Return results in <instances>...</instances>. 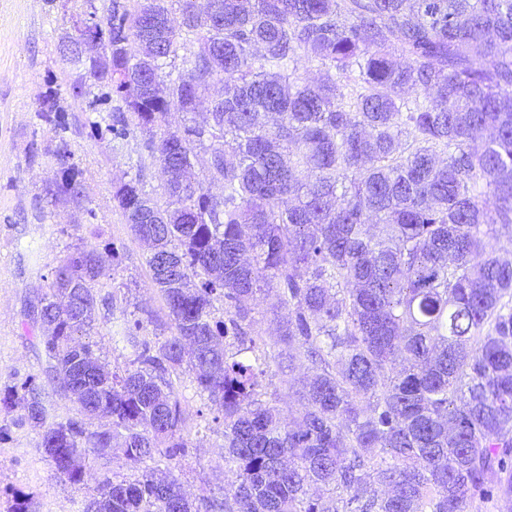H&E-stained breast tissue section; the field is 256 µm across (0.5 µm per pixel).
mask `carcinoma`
Masks as SVG:
<instances>
[{"label": "carcinoma", "mask_w": 512, "mask_h": 512, "mask_svg": "<svg viewBox=\"0 0 512 512\" xmlns=\"http://www.w3.org/2000/svg\"><path fill=\"white\" fill-rule=\"evenodd\" d=\"M207 2L112 0L99 55L63 57L91 134L140 135L167 173L162 202L140 163L113 199L151 246L171 335L141 338L115 288L112 341L133 359L104 369L82 341L100 256L78 249L51 269L39 343L82 418L49 420L39 375L0 402L83 483L87 451L117 448L133 467L184 455L173 378L188 368L224 425L234 479L197 505L171 473L93 477L86 512H465L512 495V261L496 255L512 241V0ZM189 33L204 52L179 54ZM303 56L323 69L315 84L297 75ZM206 95L205 122L160 130ZM60 96H38L56 141L28 162L54 159L46 194L91 224ZM166 255L171 279L155 273ZM264 302L288 318L283 348L260 357ZM85 359L93 371L78 380ZM285 359L320 370L286 416L260 399L264 366Z\"/></svg>", "instance_id": "obj_1"}]
</instances>
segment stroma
<instances>
[{
	"label": "stroma",
	"mask_w": 512,
	"mask_h": 512,
	"mask_svg": "<svg viewBox=\"0 0 512 512\" xmlns=\"http://www.w3.org/2000/svg\"><path fill=\"white\" fill-rule=\"evenodd\" d=\"M85 8L84 0H0V389L42 373L40 331L29 307L46 291L51 268L83 245L105 255L116 247L123 255L121 267L104 265L96 282L89 340L100 362L110 368L131 357L130 351L112 347L109 302L119 285L128 287V310L142 320L143 337L157 342L170 334L164 300L150 283L147 248L131 234L112 200V183L123 177L128 160L142 161L143 181L154 195H161L166 176L141 138L118 142L90 136L82 107L70 97L61 37L71 29L72 14ZM50 86L60 88L64 99L69 122L65 136L97 213L91 224L73 205L46 197L45 187L57 172L53 160L28 161L32 147H46L50 140L35 116L37 97ZM314 371L310 364L291 370L271 365L263 380L267 401L283 410L297 406L298 396L285 382ZM175 388L186 409L192 446L173 461L148 460L143 467L179 474L193 498L219 492L227 481L224 430L212 423V404L189 374H182ZM18 417V411L0 406V426L8 430L7 439L0 441V512H7L16 491L30 497L34 512H85L92 484L62 479L41 446V428Z\"/></svg>",
	"instance_id": "1"
}]
</instances>
